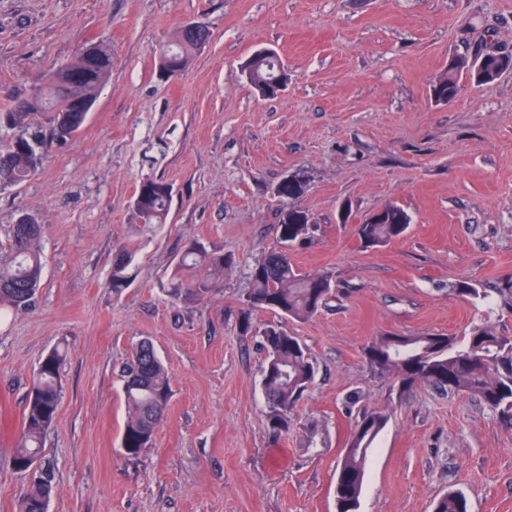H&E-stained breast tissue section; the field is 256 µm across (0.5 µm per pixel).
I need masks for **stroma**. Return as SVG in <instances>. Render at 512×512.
<instances>
[{
	"instance_id": "obj_1",
	"label": "stroma",
	"mask_w": 512,
	"mask_h": 512,
	"mask_svg": "<svg viewBox=\"0 0 512 512\" xmlns=\"http://www.w3.org/2000/svg\"><path fill=\"white\" fill-rule=\"evenodd\" d=\"M210 39L178 78L160 48L186 21ZM112 48V73L77 136L52 146L26 182L0 189V243L19 211L45 226L34 306L0 321V512L27 480L10 457L31 378L67 352L44 439L54 471L48 512H336V468L357 416L389 413L358 512H433L462 491L468 512H512V426L479 400L374 373L367 345L388 334L464 337L491 320L512 336V304L451 291L512 282V72L450 103L431 95L451 59L512 53V0H0V112L83 48ZM274 50L287 87L262 97L243 65ZM307 181L290 201L276 188ZM172 187L165 224L131 223L141 181ZM388 203L404 238L364 247L354 228ZM308 214L282 245L281 213ZM138 239L136 276L108 280L117 243ZM231 255L203 303L174 304L166 284L186 243ZM286 249L303 273L335 284L299 322L270 310L240 321L255 261ZM298 336L314 384L276 437L265 416L257 332ZM150 340L172 395L153 443L130 460L119 368Z\"/></svg>"
}]
</instances>
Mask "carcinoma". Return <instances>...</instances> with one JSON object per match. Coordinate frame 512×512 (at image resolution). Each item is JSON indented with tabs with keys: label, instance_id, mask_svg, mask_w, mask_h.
<instances>
[{
	"label": "carcinoma",
	"instance_id": "obj_1",
	"mask_svg": "<svg viewBox=\"0 0 512 512\" xmlns=\"http://www.w3.org/2000/svg\"><path fill=\"white\" fill-rule=\"evenodd\" d=\"M199 49L196 37L177 32L168 52L187 68ZM483 66L475 68L467 58L456 59L432 89L435 101L448 103L459 92L462 73L479 86L490 85L500 73L512 68V54L482 49ZM244 68L253 72V86L264 96L277 94L288 73L281 59L273 55L251 56ZM112 71V50L98 43L82 50L67 66L56 70L35 87L15 107L0 112V126L18 130L11 144L0 151V188L19 185L40 167L44 150L72 139L84 125L87 114ZM49 127L45 139L39 123ZM136 196L135 223L144 227L163 224L167 218L172 189L163 180H145ZM31 224H13L7 243L0 245V320L32 305L41 287L42 241L45 226L37 217ZM410 224L407 212L387 204L374 214L370 224L356 225V235L366 248L382 247L404 236ZM284 243L301 240L309 233L307 224H278ZM139 247L118 246L112 261L108 285L119 293L133 276ZM228 259L208 251L196 241L182 252L165 286L171 302H203L220 287ZM252 288L246 299L250 308L278 311L297 321H305L326 306L334 283L327 274H303L288 253L272 252L255 263L249 272ZM455 294L480 299L490 295L460 280L452 285ZM267 351L262 372L266 419L276 435L288 432L289 413L315 380V367L307 348L296 336L271 327L262 334ZM372 369L394 378L401 388L427 384L438 390L478 399L499 412L512 425V336H504L489 321L473 326L466 341L459 344L451 336L427 333L418 336H381L365 349ZM65 354L58 348L44 356L28 392L22 427L12 457L13 465L28 459L40 461L39 471L30 475L28 491L19 512H44L53 494L54 475L43 463L42 442L53 425L61 395L60 370ZM128 406L121 447L124 455L137 458L151 446L155 431L165 418L171 397V378L157 356L154 345L140 341L120 370ZM389 416L381 411H365L355 422L336 473L338 512H358L359 498L367 473L368 456L385 428ZM433 512H468L465 497L448 492L437 499Z\"/></svg>",
	"mask_w": 512,
	"mask_h": 512
}]
</instances>
